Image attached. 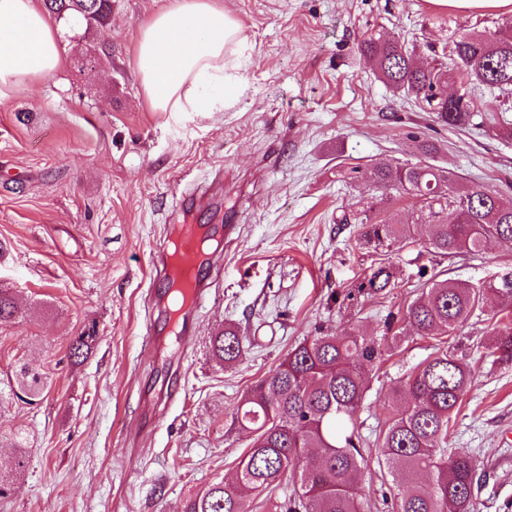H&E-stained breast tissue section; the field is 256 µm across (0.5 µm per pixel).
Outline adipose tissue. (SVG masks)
Returning <instances> with one entry per match:
<instances>
[{"instance_id":"obj_1","label":"adipose tissue","mask_w":512,"mask_h":512,"mask_svg":"<svg viewBox=\"0 0 512 512\" xmlns=\"http://www.w3.org/2000/svg\"><path fill=\"white\" fill-rule=\"evenodd\" d=\"M245 43L221 0H170L140 26L135 67L151 111H222L236 96ZM64 65L51 18L33 0H0V96Z\"/></svg>"}]
</instances>
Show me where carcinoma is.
I'll return each instance as SVG.
<instances>
[{"label":"carcinoma","instance_id":"1","mask_svg":"<svg viewBox=\"0 0 512 512\" xmlns=\"http://www.w3.org/2000/svg\"><path fill=\"white\" fill-rule=\"evenodd\" d=\"M58 16L90 15L104 27L112 0H44ZM378 77L388 87L433 112L449 127L472 122L475 106L465 93L450 102L444 92L454 71L477 85L507 96L512 93V23L492 33H475L453 42L434 66L413 59L400 38L370 37L360 44ZM375 185L393 186L414 200V223L427 227V241L442 256L480 253L490 241L512 245V196L492 187L462 193L451 189L450 171L426 162L379 164L365 171ZM362 236L378 245L406 239L404 224L370 222L367 212L355 218ZM390 272L379 268L367 285L370 295L383 292ZM512 305V273L484 288L453 279L435 280L404 310L389 313L382 341L356 329L345 335L305 339L255 384L236 410V421L252 442L236 466L232 481L221 480L188 498L182 512H250V499L271 494L284 475L297 489L283 491L275 512H363L360 472L363 455L357 416L364 400L365 376L395 345L404 328L438 341L448 339L477 312L486 293ZM18 306L10 291L0 289V323L13 320ZM498 339L492 354L512 360V321L494 327ZM96 331L75 337L69 359L92 354ZM244 339L228 327L211 341L213 356L226 366L242 358ZM473 379V369L448 350L417 366L401 385L405 398L392 401L381 437L383 462L392 478V512H475L474 487L479 464L465 451L448 452L452 418ZM47 377L24 363L6 388L0 404L17 399L34 405L43 398ZM12 473H0V498L19 488L29 451L15 442Z\"/></svg>","mask_w":512,"mask_h":512}]
</instances>
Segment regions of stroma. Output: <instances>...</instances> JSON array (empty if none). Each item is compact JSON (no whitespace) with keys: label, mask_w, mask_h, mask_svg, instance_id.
<instances>
[{"label":"stroma","mask_w":512,"mask_h":512,"mask_svg":"<svg viewBox=\"0 0 512 512\" xmlns=\"http://www.w3.org/2000/svg\"><path fill=\"white\" fill-rule=\"evenodd\" d=\"M248 38L236 103L221 112H153L134 57L139 25L169 0H112L106 27L56 21L66 64L54 77L0 97V288L20 315L0 324V381L28 363L49 378L40 404L0 406V469L14 437L30 452L19 490L0 512H181L183 502L231 477L251 440L234 412L258 380L304 339L359 328L381 335L388 313L423 287L452 278L474 286L512 272V247L446 257L413 223V201L368 182L379 162L417 161V141L457 190L512 184V138L496 124L512 98L470 90L482 127L450 128L393 96L359 45L399 36L418 60L474 32L512 21L509 12L434 11L427 0H223ZM206 185L195 216L228 226L211 297L189 321L188 347L142 348L144 320L164 326L154 248L181 193ZM370 209L373 222L411 234L373 248L341 213ZM379 295L362 289L377 268ZM490 297L480 317L448 338L473 381L448 446L481 465L477 512H512V362L488 352L496 338ZM248 339L225 367L211 339L227 325ZM98 341L80 365L76 336ZM436 340L407 333L367 377L357 418L366 512H388L381 494L379 434L386 405Z\"/></svg>","instance_id":"stroma-1"}]
</instances>
